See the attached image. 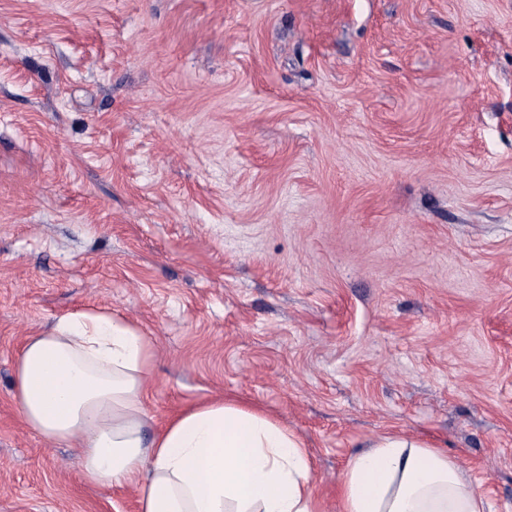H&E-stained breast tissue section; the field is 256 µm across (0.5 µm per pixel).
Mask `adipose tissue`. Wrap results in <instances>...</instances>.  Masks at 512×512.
Here are the masks:
<instances>
[{
	"instance_id": "1",
	"label": "adipose tissue",
	"mask_w": 512,
	"mask_h": 512,
	"mask_svg": "<svg viewBox=\"0 0 512 512\" xmlns=\"http://www.w3.org/2000/svg\"><path fill=\"white\" fill-rule=\"evenodd\" d=\"M153 369L138 328L80 311L29 337L13 396L44 440L78 447L87 483L133 486L139 512H321L303 441L262 412L212 398L151 430ZM466 470L443 449L378 435L349 459L339 512H485Z\"/></svg>"
}]
</instances>
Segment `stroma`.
<instances>
[{"mask_svg": "<svg viewBox=\"0 0 512 512\" xmlns=\"http://www.w3.org/2000/svg\"><path fill=\"white\" fill-rule=\"evenodd\" d=\"M86 309L152 427L272 415L326 512L385 432L512 512V0H0V512H138L13 398Z\"/></svg>", "mask_w": 512, "mask_h": 512, "instance_id": "stroma-1", "label": "stroma"}]
</instances>
